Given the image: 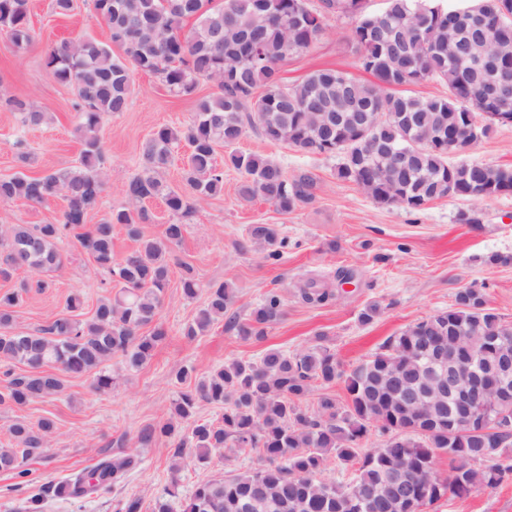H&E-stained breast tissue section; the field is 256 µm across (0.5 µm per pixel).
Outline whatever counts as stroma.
Returning a JSON list of instances; mask_svg holds the SVG:
<instances>
[{
	"instance_id": "1",
	"label": "stroma",
	"mask_w": 512,
	"mask_h": 512,
	"mask_svg": "<svg viewBox=\"0 0 512 512\" xmlns=\"http://www.w3.org/2000/svg\"><path fill=\"white\" fill-rule=\"evenodd\" d=\"M51 0H29L34 29L32 44L16 50L0 31V176L18 171L40 173L75 165L79 156L78 118L71 87L58 83L45 68L47 49L62 39H109L106 21L87 4L70 16L54 14ZM355 20L330 17L321 41L307 52L280 63L284 84L300 82L311 71L332 67L356 73L357 52L352 41ZM26 100L50 115L43 126H24L6 98ZM192 99L173 94L156 76L134 72L126 111L104 116L101 142L105 190L91 216L99 222L110 211L127 206L125 188L143 168L142 147L158 127L185 128L194 112ZM235 150L253 153L279 164L290 175L311 172L316 189L311 202L288 214L279 213L263 199L244 200L238 193L240 174L224 172V194L196 207L186 231L172 252L173 266L160 309L168 336L148 364L126 371L121 359L109 364L122 373L121 384L107 393L95 391L90 378H65L61 394L23 406L0 407V446L7 444L10 426L17 421L37 424L45 417L56 432L43 458L28 461L30 485L16 487L11 476L0 474V512H23L26 498L52 483L90 468L104 456L137 452L140 463L125 484L111 493L72 503L49 502L45 512H117L129 495L142 498V512H152L157 497L172 480L181 495H189L206 479L223 477L225 470L243 472L256 466V453L225 460L213 455L207 466L183 461L179 474L170 467L176 437H157L133 449L139 432L167 419L171 400L179 389L176 371L195 366L198 374L233 359H259L268 350L293 352L324 336L344 364L370 356L392 336L448 309L458 290L481 288L488 307L512 323V265L490 264L496 253H512V194L494 198L443 197L409 212L375 202L356 184L336 176L337 158L303 153L286 144H272L246 130L234 148L219 147V155ZM27 162H20L19 153ZM451 163L478 162L512 166V125H494L490 135L451 156ZM62 200L43 204L18 200L0 204V224H46L55 221ZM467 213L477 224L459 219ZM252 224L277 225L288 246L275 263L264 261L248 238ZM62 268L49 273V288L30 293L17 308L13 327L34 330L65 314L68 295L80 293L85 314L111 288L102 272L73 242L61 245ZM190 263L201 284L225 282L236 291L234 309L248 317L267 293H278L285 305L282 320L271 325L265 339L244 340L226 323L213 325L204 335L188 339L185 325L193 320L206 297L186 299L180 287L182 263ZM315 280L332 289L327 303H305L299 288ZM379 302L381 314L368 324L359 314L366 304ZM428 512H512V480L493 490L463 498H444Z\"/></svg>"
}]
</instances>
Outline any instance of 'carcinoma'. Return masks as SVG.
Instances as JSON below:
<instances>
[{
	"instance_id": "carcinoma-1",
	"label": "carcinoma",
	"mask_w": 512,
	"mask_h": 512,
	"mask_svg": "<svg viewBox=\"0 0 512 512\" xmlns=\"http://www.w3.org/2000/svg\"><path fill=\"white\" fill-rule=\"evenodd\" d=\"M425 3L430 10L419 12ZM105 21L110 43L94 38L62 40L51 46L44 65L54 79L74 90L81 141L79 165L0 177V202L24 200L42 204L61 198L59 219L50 224L0 225V278L20 272L33 276L18 288L0 291V362L5 363L6 386L0 405H26L60 393L63 376H88L92 387L106 392L116 378L106 365L120 357L129 370L142 368L152 358L167 332L159 322L160 308L170 281V247L179 244L185 225H166L164 239L143 235L141 225L153 221L139 203L161 198L174 216L188 217L199 201L224 194V168L216 148L235 144L246 129L271 143H285L300 151L339 156L336 176L361 187L376 202L409 211L447 195L494 198L512 194V167L489 164H452L448 140L474 145L490 126L466 122L464 116H486L498 111L496 102L480 95L475 66L451 71L456 53L448 49V8L434 0H385L377 12L364 11L363 0H111ZM457 12L466 20L455 46H464L480 33L479 18L499 21L500 39L512 44V0H470ZM357 18L352 30L357 68L373 76L363 81L332 68L316 69L300 82L283 85L278 65L289 56L309 51L325 34L329 16ZM193 19L196 25L185 30ZM0 31L18 50L33 41L29 0H0ZM117 47L120 53L113 52ZM135 71L157 76L170 90L195 99V112L182 130L156 129L143 146L144 172L126 186L133 203L112 211L95 224L105 182L101 175L103 116L127 109L131 75ZM438 79L448 85L445 97L412 95L406 83ZM212 82L216 92L198 95L201 82ZM13 111L23 123L38 126L45 113L27 101L12 98ZM375 105L383 113L376 128L379 145L409 150L406 170L391 166L390 158L373 149L348 118ZM185 142L184 189L170 187L158 177L171 162L175 145ZM225 164L237 170L245 200L261 197L287 214L314 197L315 179L308 172L288 176L277 163L257 154L232 152ZM125 229L137 246L115 257L112 238ZM248 236L265 258L277 261L286 248L275 224H252ZM75 240L78 247L110 277L116 288L98 301L93 314L81 317V295L66 299L67 313L48 325L17 331L15 309L31 289L41 292L49 282L34 273L60 267L65 256L60 242ZM182 292L193 298L199 283L188 263L181 264ZM302 299L323 304L333 297L326 286L309 281L300 287ZM235 292L226 283L208 286L207 297L195 319L184 328L194 338L214 324L228 320L237 336L260 340L266 329L281 320L283 301L270 293L239 320L228 314ZM502 327V319L486 307L478 288H463L446 310L415 323L389 338L380 351L350 367L323 344L324 337L295 353L267 351L258 361L234 359L198 375L195 367L176 372L183 385L172 400L170 418L143 429L137 443L143 447L156 436L186 434L174 449L172 469L191 456L199 465L224 450V460L246 450L260 452L262 465L247 473H230L203 480L180 502V512H351L346 504L358 488L377 497L362 512H426L448 496L495 489L512 479V438L491 425L488 431L448 438V423H430L432 411L403 403L401 380L427 386L428 376L418 355L422 342L433 340L454 353L481 354L486 329ZM23 366L16 374L11 364ZM344 383L347 400L341 404L329 393L307 405L319 386ZM222 408L221 417H197L200 404ZM398 432L389 448L363 451L371 428ZM55 422L41 419L31 426L17 421L9 427L12 443L0 448V472L27 482L29 460L42 457L54 433ZM445 454L456 463L448 477L434 470L436 457ZM355 466L347 482L325 479L329 462ZM139 463L129 452L103 458L92 468L50 486L57 500L69 502L111 491ZM178 483L156 499L153 512H175Z\"/></svg>"
}]
</instances>
